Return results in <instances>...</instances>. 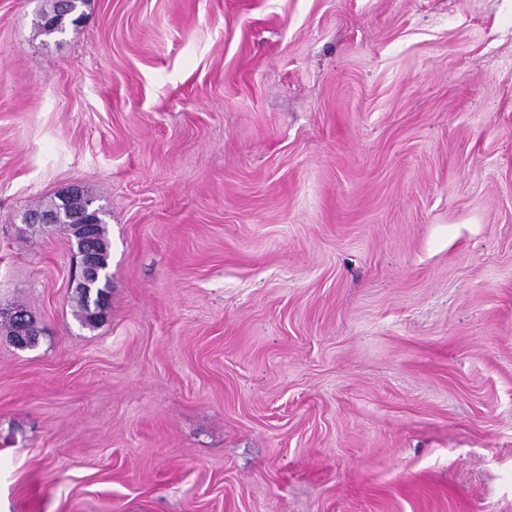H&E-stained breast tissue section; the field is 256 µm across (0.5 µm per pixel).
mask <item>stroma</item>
<instances>
[{
  "mask_svg": "<svg viewBox=\"0 0 512 512\" xmlns=\"http://www.w3.org/2000/svg\"><path fill=\"white\" fill-rule=\"evenodd\" d=\"M0 0V512H512V0ZM107 211L109 309L74 238ZM52 0L49 10L45 8L39 14L37 21L39 30L45 35L63 34L66 32L68 24L77 25L81 20L83 13H79L80 7L86 0H62L54 6ZM47 14H53L51 18L45 22ZM52 22V29L49 30L47 25ZM57 200L59 203L52 201L45 206L42 205L36 207L37 209L31 210L28 213H38L43 211H55L60 213L61 215L59 217L58 224L66 226L71 232V235L74 237L76 242L77 254H79L80 248L78 240L74 236L70 225L72 224L70 220L71 215L77 211L85 210L87 208L97 210L99 213V222L95 229V240L93 243L98 248L99 263L104 269L95 284L87 283V280L97 277L98 266L95 260V256L91 252H81L79 254L78 275L86 281H79L76 286L77 303L80 308V321L83 325L92 326L90 317L91 310L94 311L102 301L106 303L108 289L111 287V278L107 271L109 266V244L106 240V230L104 226V224H106V212L102 206L95 205V200L93 198H90L89 196L82 193L70 199L69 204L67 206L63 205V208H61L62 199L60 195L57 196ZM55 212L37 215L33 219H28L26 223L35 222L36 224H47L48 226L56 224L57 215Z\"/></svg>",
  "mask_w": 512,
  "mask_h": 512,
  "instance_id": "35a3bbf8",
  "label": "stroma"
}]
</instances>
